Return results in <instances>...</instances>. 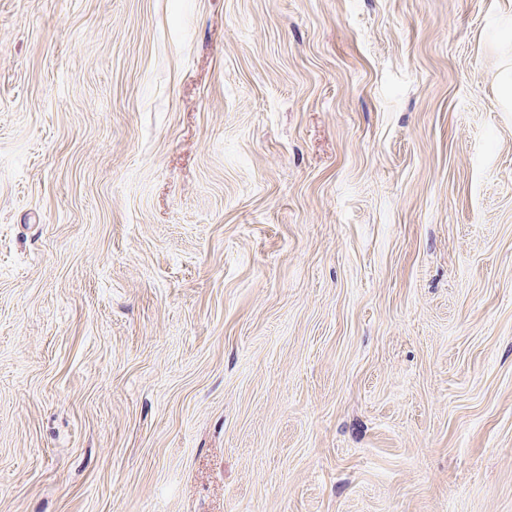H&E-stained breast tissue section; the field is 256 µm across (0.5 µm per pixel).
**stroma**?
Masks as SVG:
<instances>
[{
	"label": "stroma",
	"instance_id": "35a3bbf8",
	"mask_svg": "<svg viewBox=\"0 0 512 512\" xmlns=\"http://www.w3.org/2000/svg\"><path fill=\"white\" fill-rule=\"evenodd\" d=\"M0 512H512V0H0Z\"/></svg>",
	"mask_w": 512,
	"mask_h": 512
}]
</instances>
